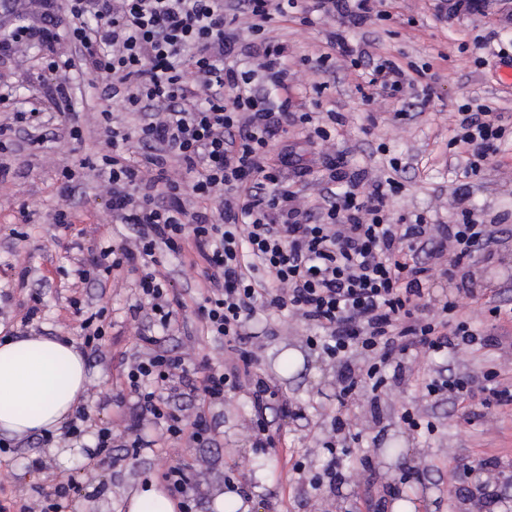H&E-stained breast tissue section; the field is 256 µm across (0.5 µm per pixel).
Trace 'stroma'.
<instances>
[{"label":"stroma","instance_id":"obj_1","mask_svg":"<svg viewBox=\"0 0 512 512\" xmlns=\"http://www.w3.org/2000/svg\"><path fill=\"white\" fill-rule=\"evenodd\" d=\"M435 3L383 0L387 20L350 34L353 41L368 43L371 56L416 68L414 88L399 100L364 98L370 59L354 66L336 54L326 64H318L329 33L338 26L336 19L311 26L296 19L279 21L267 28L265 36L285 46L288 64L298 73L289 98L297 103L315 99L320 113L334 110L344 115L335 142L347 170L364 169L373 178L392 175L400 183L399 192L386 201L393 216L428 212L438 222H449L453 193L461 187L483 221L502 220L493 261L475 260L470 270L476 285H494L497 304L507 309L512 307V146H503L479 176L469 177L463 170L467 153L454 137L458 107L468 101L501 113L504 124L512 126V84L500 77L505 59L512 58V0H484L479 12L455 8L451 0L439 12ZM104 85L101 77L73 79L72 100L84 134L80 145L62 138L41 148L30 147L13 160L10 174L0 181V330L66 337L78 343L82 314L97 311L104 314L106 330L98 353L86 360L83 406L89 421L84 435L59 440L60 447H80L79 459L57 476L48 444L34 436L13 441L11 448L0 452V471L8 475L0 486V507L19 512L26 504L40 512L52 503L56 512H126L125 497L131 487L151 481L164 484V470L178 466L189 479L196 512H213L215 494L232 486L252 496L255 512H362L367 504L376 503L387 484L408 496L417 512H459L463 484L458 463L492 461L499 495L487 502L485 512H512V402L487 397L482 378L488 369H497L502 385L512 389V320L494 317L481 301L462 300L458 317L481 333L501 337L502 344L451 364L452 372L471 377V394L458 404L448 401L430 407L427 426L414 429L401 420L398 406L420 403L422 388L406 386L397 396L391 388H383L376 414L365 416L360 424L359 439L336 450L335 485L312 487L327 461L321 447L326 425L341 412L336 367L320 350L306 346L307 328L294 323L277 325L272 336L264 335V322L254 323L263 344L255 366L288 402L309 408L310 426H299L280 410H272L268 417L280 426L274 447H253L244 429L251 408L242 388L225 393L223 403L206 412L218 426L217 444L184 441L175 447L144 448L131 456L125 447L129 410L116 407L114 400L122 391L121 358H133L140 349L137 323L130 314L136 298L133 277L120 270L114 282L103 287L93 279L79 280L76 268L102 240L130 238L134 231L113 223L108 200L91 173L71 196L80 235L63 232L53 222L60 201L59 166L76 167L95 157L105 139L98 111L110 110L114 121L128 126L136 122L121 97L104 96ZM424 85L429 86V95H422ZM276 149L291 153L298 166L308 168L302 193L306 202L315 203L324 161L318 140L292 129L281 134ZM393 157L403 164L396 173L388 165ZM18 230L27 232L26 240H15ZM196 259L188 251L182 258L163 260L162 272L186 301L178 313L180 330L167 346L177 353L190 348L196 356L215 362L223 359L224 345L199 334L198 285L184 273ZM24 270L29 277L22 287L18 279ZM33 295L40 296L41 311L25 325L23 304ZM71 295L81 300L82 314L68 306ZM103 426L114 435V463L109 468L99 466L96 453L97 431ZM295 461L303 462V472L292 471ZM70 480L74 489L58 496L60 486Z\"/></svg>","mask_w":512,"mask_h":512}]
</instances>
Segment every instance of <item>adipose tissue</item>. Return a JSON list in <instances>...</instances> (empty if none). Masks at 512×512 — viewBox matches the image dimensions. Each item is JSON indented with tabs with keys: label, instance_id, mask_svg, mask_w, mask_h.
<instances>
[{
	"label": "adipose tissue",
	"instance_id": "obj_1",
	"mask_svg": "<svg viewBox=\"0 0 512 512\" xmlns=\"http://www.w3.org/2000/svg\"><path fill=\"white\" fill-rule=\"evenodd\" d=\"M85 359L73 340L0 338V436H60L85 392Z\"/></svg>",
	"mask_w": 512,
	"mask_h": 512
}]
</instances>
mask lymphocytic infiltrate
Returning a JSON list of instances; mask_svg holds the SVG:
<instances>
[{"label": "lymphocytic infiltrate", "instance_id": "obj_1", "mask_svg": "<svg viewBox=\"0 0 512 512\" xmlns=\"http://www.w3.org/2000/svg\"><path fill=\"white\" fill-rule=\"evenodd\" d=\"M380 2L312 0L302 11L298 0H66L65 16L49 6L39 23L0 34V56L38 49L54 78L47 92L52 112L18 109L0 122V178L9 172L2 156L16 140L37 144L53 114L70 111L72 71L108 79L111 95L141 116L138 126L125 128L111 112L100 114L105 149L94 168L113 221L136 235L100 248L81 271L85 278L106 279L120 269L138 277L142 300L132 310L146 321L139 331L146 351L124 370L136 397L126 426L133 448L147 447L140 434L147 423L168 441L212 444V425L200 414L186 421L185 401L201 395L220 401L244 384L252 404L245 429L257 445L272 442V404L299 419V411L279 402L278 389L250 370L256 334L249 323L261 308L320 331L307 343L335 362L343 405L361 388L380 389L385 370L398 380L417 374V349L456 358L498 345L467 321H453L457 300L430 298L435 281L453 282L498 239V225L480 222L464 194L454 197L453 223L421 213L395 219L386 209L394 178L347 173L342 159L331 156L328 184L309 205L270 162L281 131L301 126L327 142L330 125L344 117L294 112L289 99L271 100V91L287 89L291 70L284 47L262 40L266 27L296 10L307 26L338 19L331 45L355 65L365 53L344 31L386 20ZM63 41L72 49L65 58L57 53ZM248 51L258 59L256 69L237 63ZM258 72L266 82L261 89L253 86ZM459 112L465 172L476 176L498 153L507 128L485 105L467 102ZM196 199L217 207L195 209ZM187 242L205 263L201 330L228 347L218 366L197 365L187 352L171 355L166 345L182 301L154 267ZM197 370L198 384L190 378Z\"/></svg>", "mask_w": 512, "mask_h": 512}]
</instances>
